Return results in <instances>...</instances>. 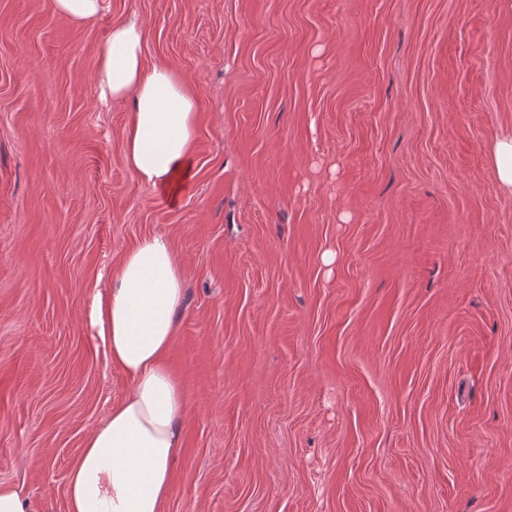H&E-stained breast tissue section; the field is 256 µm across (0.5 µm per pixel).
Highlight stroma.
<instances>
[{"label":"stroma","mask_w":512,"mask_h":512,"mask_svg":"<svg viewBox=\"0 0 512 512\" xmlns=\"http://www.w3.org/2000/svg\"><path fill=\"white\" fill-rule=\"evenodd\" d=\"M197 102L178 204L124 161L99 49ZM512 0H0V483L66 512L129 391L94 324L168 237L187 411L165 512H512ZM334 253L325 264V253ZM103 0H54L55 10L73 24L84 26L95 21L101 13ZM493 160L498 182L502 186L512 188V136L495 144Z\"/></svg>","instance_id":"obj_1"}]
</instances>
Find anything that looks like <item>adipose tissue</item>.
<instances>
[{
  "label": "adipose tissue",
  "instance_id": "1",
  "mask_svg": "<svg viewBox=\"0 0 512 512\" xmlns=\"http://www.w3.org/2000/svg\"><path fill=\"white\" fill-rule=\"evenodd\" d=\"M97 83L102 97L132 102L128 167L176 203L193 176L197 103L173 68L145 66L137 18L113 25L100 51ZM182 302V261L164 235L142 239L113 270L95 324L112 365L131 387L85 439L67 477L66 512H162L173 490L186 413L168 360Z\"/></svg>",
  "mask_w": 512,
  "mask_h": 512
}]
</instances>
